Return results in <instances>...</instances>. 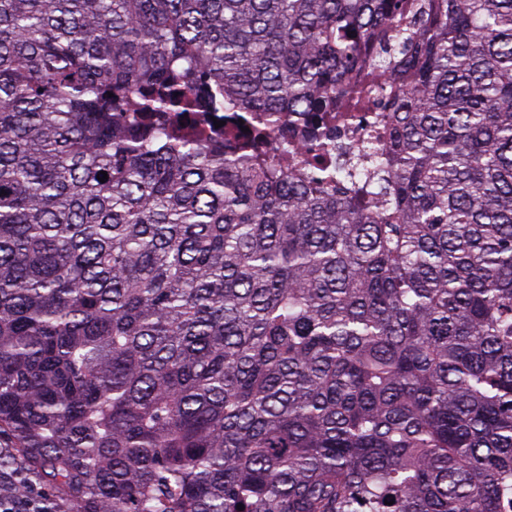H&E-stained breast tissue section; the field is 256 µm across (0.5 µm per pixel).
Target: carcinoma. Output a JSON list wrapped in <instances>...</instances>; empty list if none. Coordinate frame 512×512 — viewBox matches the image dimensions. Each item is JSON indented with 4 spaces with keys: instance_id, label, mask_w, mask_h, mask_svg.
Masks as SVG:
<instances>
[{
    "instance_id": "obj_1",
    "label": "carcinoma",
    "mask_w": 512,
    "mask_h": 512,
    "mask_svg": "<svg viewBox=\"0 0 512 512\" xmlns=\"http://www.w3.org/2000/svg\"><path fill=\"white\" fill-rule=\"evenodd\" d=\"M1 435L76 512H512V0H0Z\"/></svg>"
}]
</instances>
